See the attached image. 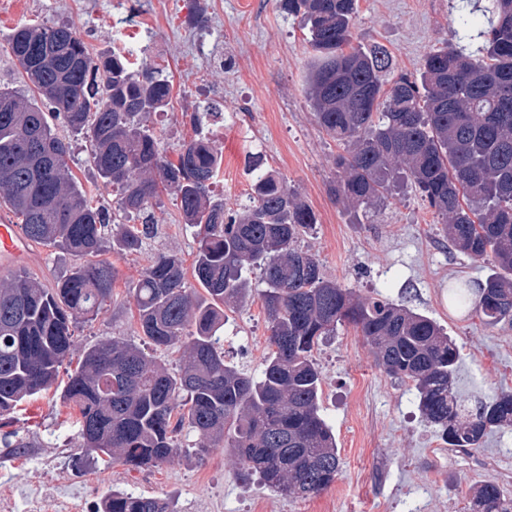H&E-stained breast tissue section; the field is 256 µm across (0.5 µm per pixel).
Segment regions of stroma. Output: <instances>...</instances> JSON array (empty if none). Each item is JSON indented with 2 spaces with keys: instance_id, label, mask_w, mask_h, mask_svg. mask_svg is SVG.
<instances>
[{
  "instance_id": "35a3bbf8",
  "label": "stroma",
  "mask_w": 512,
  "mask_h": 512,
  "mask_svg": "<svg viewBox=\"0 0 512 512\" xmlns=\"http://www.w3.org/2000/svg\"><path fill=\"white\" fill-rule=\"evenodd\" d=\"M0 0V84L19 86L10 54L13 30L25 23L75 27L91 54L130 52L134 65L148 62L172 75L174 94L150 124L166 152L192 133L189 116L219 104L224 119L204 126L223 155L215 195L228 208L245 203L247 165L253 154L278 172L318 217L301 241L315 253L326 276L357 293L402 303L441 324L459 353L457 386L468 397H489L512 375V327L486 326L473 309L455 308L448 288L485 279L492 264L449 246L442 220L413 191L367 212L351 213L327 188L336 176L333 159L343 147L315 122L307 98L313 52L299 20L279 0ZM457 0H359L357 37L362 46L383 45L396 72L412 73L429 50L449 38ZM207 29H199L196 9ZM69 165L96 206L112 209L115 198L87 161L85 142L72 137ZM158 234L143 251L112 255L119 272L112 298L92 322L75 331L78 347L103 338L136 337L133 287L156 253L174 252L192 265L197 244L173 193L155 210ZM252 295L228 309L224 356L242 371L259 373L269 351L263 312L265 284L250 276ZM322 371V413L336 435L341 470L316 496L287 498L256 483L242 487L228 454L214 448L204 461L182 455L139 469L93 459L80 446L69 409L58 392L21 403L8 425L18 445L0 444V487L23 497L38 468L58 479L42 483L46 497L69 493L85 512H99L109 492L173 497L180 512H439L454 498L453 512H470L468 488L492 476L490 461L512 459V430L491 434L479 449L431 454L438 430L413 403L408 385L394 382L374 363L349 324L315 354Z\"/></svg>"
}]
</instances>
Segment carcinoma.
<instances>
[{"instance_id": "1", "label": "carcinoma", "mask_w": 512, "mask_h": 512, "mask_svg": "<svg viewBox=\"0 0 512 512\" xmlns=\"http://www.w3.org/2000/svg\"><path fill=\"white\" fill-rule=\"evenodd\" d=\"M448 44L419 71L390 80L382 46H354L358 0H281L308 30L316 63L308 96L317 124L344 152L329 192L349 208L376 207L406 185L442 217L448 244L493 260L483 281L452 292L485 324L512 323V0H460ZM10 51L24 87L0 86V201L35 244L73 260L49 290L20 266L0 275V417L42 396L72 358L78 325L112 298L118 270L103 255L141 251L157 234L160 192L176 194L197 242L187 284L180 257L158 253L135 285L142 342L103 339L86 348L61 399L75 412L88 454L132 468L224 446L237 480L286 497L330 487L340 471L336 438L321 415L314 350L337 325L354 326L376 365L415 390L417 410L450 448L482 447L512 428V390L471 400L457 393L459 351L435 320L386 298L362 297L326 277L298 242L317 216L274 170L252 164L249 204L213 195L222 155L202 135L221 119L190 116L194 136L166 151L149 125L171 83L153 65L134 70L120 53L92 56L75 28L26 23ZM89 144L93 169L112 188L113 211L90 204L69 166L71 143L52 120ZM267 285L271 352L257 375L224 360V308L248 296L247 272ZM177 347L175 372L152 354ZM471 512H498L507 489L494 478L469 487ZM102 512H176L172 500L112 492Z\"/></svg>"}]
</instances>
